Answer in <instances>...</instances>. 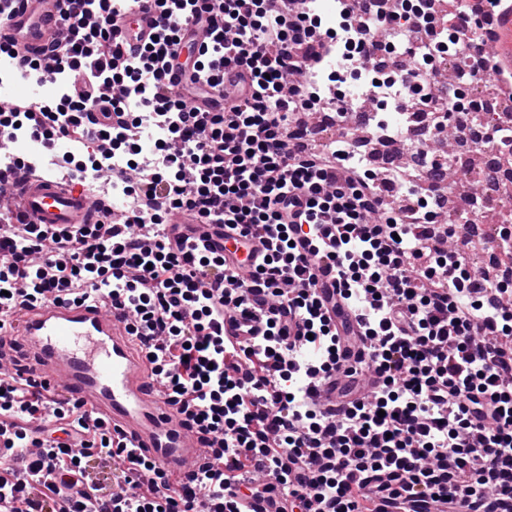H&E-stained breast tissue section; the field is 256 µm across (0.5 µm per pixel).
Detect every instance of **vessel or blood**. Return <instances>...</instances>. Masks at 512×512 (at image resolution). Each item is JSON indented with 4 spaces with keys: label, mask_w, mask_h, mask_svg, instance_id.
I'll list each match as a JSON object with an SVG mask.
<instances>
[{
    "label": "vessel or blood",
    "mask_w": 512,
    "mask_h": 512,
    "mask_svg": "<svg viewBox=\"0 0 512 512\" xmlns=\"http://www.w3.org/2000/svg\"><path fill=\"white\" fill-rule=\"evenodd\" d=\"M63 7V0H0V41L18 55L49 64ZM159 20L153 0H130L119 20L123 49L135 52L149 43ZM456 20L465 38L483 34L489 61H512V10L477 18L462 10ZM209 40L208 23L196 22L186 27L183 45L198 54ZM0 187L7 189L14 213L25 223L50 231L94 224L112 211L108 205H92L81 187L61 186L48 175L33 178L16 170L0 176ZM264 253V243L255 237L224 251L244 279ZM266 318L263 311L225 317L224 333L250 338L252 331L263 329ZM366 356L362 338H353L338 354L339 368H353ZM16 361L22 362L24 374L106 421L113 434L137 454L148 456L170 484H179L208 452L206 442L168 402L146 350L130 336L122 311L55 300L15 311L6 331L0 332V363Z\"/></svg>",
    "instance_id": "b4317fda"
}]
</instances>
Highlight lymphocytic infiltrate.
<instances>
[{"instance_id":"1","label":"lymphocytic infiltrate","mask_w":512,"mask_h":512,"mask_svg":"<svg viewBox=\"0 0 512 512\" xmlns=\"http://www.w3.org/2000/svg\"><path fill=\"white\" fill-rule=\"evenodd\" d=\"M67 36L53 50L69 92L59 105L17 100L0 129L29 134L41 161L56 147L87 150V165L124 185L122 222L49 232L0 224V330L18 308L53 298L123 309L131 335L157 349L153 371L172 398H190L191 424L219 443V459L184 483L137 481L151 470L78 403L27 427L51 394L0 372V512H242L278 492L282 512H512V301L477 275L452 241L458 224L415 223L412 206L384 203L372 178L336 158L303 151L291 128L313 100L310 78L335 36L308 5L280 0H155L164 19L151 45L124 55L114 28L125 0H65ZM205 20L211 40L193 66L201 96L223 94L224 73L249 82L202 112L165 91L161 76L182 26ZM173 118L156 165H118L136 147L142 113ZM186 212L268 243L250 282L222 245L200 250L192 230L167 223ZM336 269L343 304L372 353L380 383L340 415L321 410L311 382L336 372L340 332L316 291L313 262ZM269 305L262 331L239 341L224 318ZM36 440L38 451L19 449ZM121 460L112 485L86 489L87 464Z\"/></svg>"}]
</instances>
